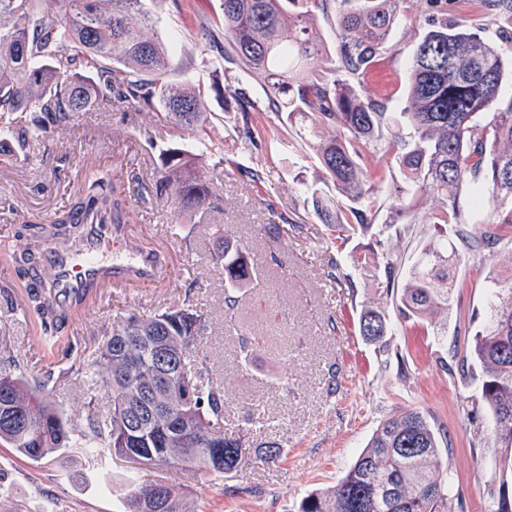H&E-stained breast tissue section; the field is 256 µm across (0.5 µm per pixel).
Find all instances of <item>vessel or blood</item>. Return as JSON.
Wrapping results in <instances>:
<instances>
[{"mask_svg":"<svg viewBox=\"0 0 512 512\" xmlns=\"http://www.w3.org/2000/svg\"><path fill=\"white\" fill-rule=\"evenodd\" d=\"M77 231L67 248L34 240L38 257L25 272L28 283L48 293L58 311H71L77 299H91L104 288H152L164 269V252L111 214H85Z\"/></svg>","mask_w":512,"mask_h":512,"instance_id":"b4317fda","label":"vessel or blood"}]
</instances>
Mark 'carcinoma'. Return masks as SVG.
I'll list each match as a JSON object with an SVG mask.
<instances>
[{
  "instance_id": "1",
  "label": "carcinoma",
  "mask_w": 512,
  "mask_h": 512,
  "mask_svg": "<svg viewBox=\"0 0 512 512\" xmlns=\"http://www.w3.org/2000/svg\"><path fill=\"white\" fill-rule=\"evenodd\" d=\"M40 0H0V132L21 147L67 123L80 112L136 103L164 112L172 122L203 127L207 115L192 80L166 81L173 58L160 41L144 37L152 22L146 0H57L48 14ZM323 0H224V61L261 79L267 106L287 113L289 122L311 129L321 174L340 205H324L320 218L349 235L391 229L409 233L448 225V236L429 239L407 274L402 260L385 257L387 283L404 279L399 312L420 325L450 297L435 287L459 261L456 241L473 252L512 241V101L499 105L503 84L512 79V30L501 43L471 30L472 20L425 0L428 31L417 42L409 67L406 105L392 113L382 98L357 87L373 80L388 54L393 28L412 25L406 0H336L338 48L323 54L312 32L315 9ZM224 99L265 108L244 99L241 89L224 85ZM398 147L403 176L397 182L380 165L378 153ZM85 194L59 214L48 230L58 239L70 234L76 216L92 210L128 217L124 191L104 171L84 173ZM156 195L173 191L184 209L212 208L217 196L201 173V158L170 148L154 171ZM397 204L380 218L378 197ZM435 198L427 212L407 198ZM409 213L403 227L396 216ZM224 268V303L235 309L241 287L254 276L248 250L224 241L216 257ZM487 316L473 338L471 353L482 366L479 398L471 412L492 411L493 435L502 473H512V282L488 276ZM30 308L42 339L51 345L63 318L49 300L30 294ZM209 324L190 292L152 315L131 313L102 332L94 356H77L74 371L85 378L88 429L67 426L60 407L0 369V441L39 461L60 448H80L100 458L148 457L154 465L177 463L205 472L233 473L246 464L241 432L224 433V388L213 384L207 356L198 349ZM390 330L383 315L367 311L360 333L381 343ZM194 376V404H177L180 382L167 376L161 353ZM109 409L96 410L100 392ZM134 488L129 512H151L146 490ZM167 512H194L185 496L163 485ZM454 483L444 472L438 433L429 417L407 409L386 419L373 433L334 489L311 493L299 512H453ZM482 512H512L508 482L490 484Z\"/></svg>"
}]
</instances>
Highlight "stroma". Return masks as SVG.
I'll return each mask as SVG.
<instances>
[{"mask_svg": "<svg viewBox=\"0 0 512 512\" xmlns=\"http://www.w3.org/2000/svg\"><path fill=\"white\" fill-rule=\"evenodd\" d=\"M147 6L156 22L145 37L170 50V81L199 82L207 122L201 129L178 127L162 113L122 106L80 113L23 147L0 142V334L13 346L12 355L0 354V368L33 380L57 364L33 341L30 312L15 288L20 273L3 259L26 246L15 236L17 227L52 222L79 199L81 171L108 170L126 188L132 229L166 249L167 272L147 292L106 291L70 333L94 343L118 317L152 314L192 285L209 318L202 347L214 382L224 389V430L251 425L244 437L249 461L227 478L181 464L141 470L119 459L95 461L78 448L32 461L0 442V512H126L129 492L145 482L169 485L198 512H298L303 497L336 485L384 419L410 408L435 419L464 512H480L485 488L499 478V446L490 412L468 415L481 375L470 345L486 315V277L512 281V242L463 252L450 273L451 303L435 315V328L403 323L397 291L379 264L394 255L412 266L426 237H440L447 226L425 236L390 231L340 240L314 205L336 190L317 181L319 160L297 126L285 113H261L255 145H244L241 110L216 93L230 82L248 99L264 96L256 76L224 61V0H147ZM406 9L414 24L391 32L381 72L390 112L404 106L409 64L428 29L421 0H408ZM173 147L202 154L221 210L189 212L175 195L148 193L154 169ZM273 222L287 225V233H271ZM219 224L256 256L261 273L230 315L224 271L213 261L222 249ZM367 310L392 325L383 345L359 333ZM244 338L259 342L245 367L238 363ZM272 445L281 456L263 459Z\"/></svg>", "mask_w": 512, "mask_h": 512, "instance_id": "1", "label": "stroma"}]
</instances>
